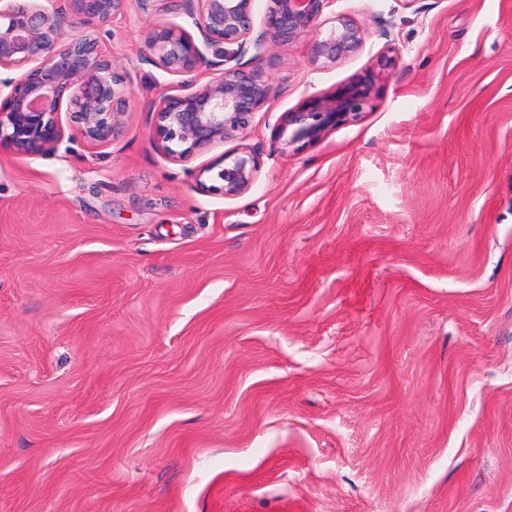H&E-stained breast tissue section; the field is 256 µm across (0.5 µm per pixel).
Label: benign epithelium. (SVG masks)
Listing matches in <instances>:
<instances>
[{
  "instance_id": "obj_1",
  "label": "benign epithelium",
  "mask_w": 512,
  "mask_h": 512,
  "mask_svg": "<svg viewBox=\"0 0 512 512\" xmlns=\"http://www.w3.org/2000/svg\"><path fill=\"white\" fill-rule=\"evenodd\" d=\"M0 0V70L18 76L0 98V144L26 156L55 151L77 133L106 143L122 128L120 116L130 89L111 70L99 37L82 32L65 41L66 18L76 23L105 22L123 12L128 0ZM193 34L174 23L158 22L142 34L143 59L173 76L196 77L215 62L206 50H219L221 76L181 94H162L154 106L157 147L183 161L246 129L269 98L262 66L273 47L310 37L312 61L334 64L357 51L365 32L340 17L321 34L330 0H266L264 29L254 33L255 0H196ZM248 62H242L244 57ZM373 90V78H357L338 91L312 97L282 113L276 142L288 147L321 140L331 129L358 117ZM69 114L63 125L61 112ZM258 156L245 147L227 151L195 173L196 188L226 198L240 195L255 181ZM217 171L221 184L210 183Z\"/></svg>"
}]
</instances>
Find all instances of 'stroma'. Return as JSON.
<instances>
[{
	"label": "stroma",
	"instance_id": "1",
	"mask_svg": "<svg viewBox=\"0 0 512 512\" xmlns=\"http://www.w3.org/2000/svg\"><path fill=\"white\" fill-rule=\"evenodd\" d=\"M196 8L66 24L130 88L122 134L0 146V512H512V0H330L362 48L276 47L248 129L174 161L140 31ZM239 147L254 183L197 190ZM373 77L357 78L332 93L312 97L300 106L283 112L275 140L288 147L321 140L331 129L355 120L373 90ZM216 168H220L216 177L221 184H208L212 180L209 174ZM259 169V158L251 150L242 147L227 151L195 173L196 188L203 192L222 194L227 198L235 197L252 185Z\"/></svg>",
	"mask_w": 512,
	"mask_h": 512
}]
</instances>
